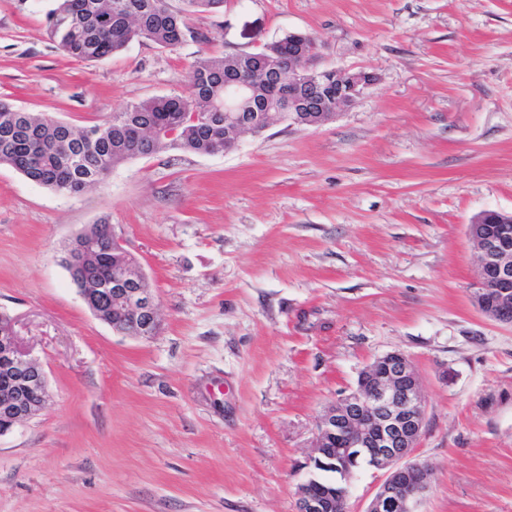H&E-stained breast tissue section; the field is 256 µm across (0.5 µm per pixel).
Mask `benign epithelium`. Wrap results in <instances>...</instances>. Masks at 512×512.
Listing matches in <instances>:
<instances>
[{"label":"benign epithelium","mask_w":512,"mask_h":512,"mask_svg":"<svg viewBox=\"0 0 512 512\" xmlns=\"http://www.w3.org/2000/svg\"><path fill=\"white\" fill-rule=\"evenodd\" d=\"M297 50L272 62L274 91L262 112H245L252 100L251 79L239 75L224 82V126L236 131L224 140V150L234 149L243 133L256 136L271 125L270 113H288L293 125L315 126L323 112L350 107L376 81L364 70L320 65L318 40L309 33L295 34ZM331 79L336 95L327 103L323 83ZM486 212L477 214L468 227L479 260L472 298L479 311L499 323L512 325L500 315L512 307V214L497 213L503 222L496 232L483 224ZM80 294L90 311L113 331L134 338H149L160 328L158 304L152 289L137 271L126 272L110 288H82ZM118 310L122 322L112 321ZM384 371L344 394L324 410L317 422L315 448L338 444L344 454H367L385 478L365 512H413L428 489L423 480L408 475L423 468L412 460L425 420V400L419 374L403 352L387 354ZM0 365L10 372L0 385V435L32 418L44 407L47 380L42 367L19 345L12 322L0 326ZM324 504L313 495L309 482L299 487L297 512H323Z\"/></svg>","instance_id":"benign-epithelium-1"}]
</instances>
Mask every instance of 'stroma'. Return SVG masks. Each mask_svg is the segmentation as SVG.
Segmentation results:
<instances>
[{"label":"stroma","instance_id":"1","mask_svg":"<svg viewBox=\"0 0 512 512\" xmlns=\"http://www.w3.org/2000/svg\"><path fill=\"white\" fill-rule=\"evenodd\" d=\"M53 0H0V99L90 126L190 96L200 52L314 34L376 83L319 126L227 153L163 150L63 196L0 165V313L42 364L44 409L0 435V512H296L316 424L393 350L421 377L417 512H512V325L473 304L467 234L512 212V0H224L206 42L81 63ZM108 218L162 325L118 334L66 246Z\"/></svg>","mask_w":512,"mask_h":512}]
</instances>
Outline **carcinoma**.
<instances>
[{"label": "carcinoma", "mask_w": 512, "mask_h": 512, "mask_svg": "<svg viewBox=\"0 0 512 512\" xmlns=\"http://www.w3.org/2000/svg\"><path fill=\"white\" fill-rule=\"evenodd\" d=\"M174 10L169 0H55L47 14V32L63 54L81 62L104 60L123 50L133 40H146L165 50H174L199 36L187 24V15L216 12L224 0H183ZM295 48L286 35L266 44L257 54L198 57L191 66L192 97L162 96L131 103L112 118L90 128L39 117L17 110L0 100V165H7L30 181L57 194L80 192V187L98 185L112 170L140 154H155L166 148L197 155L224 150V120L211 124L192 122L190 113H209L224 106V78L240 71L252 72L263 91H271L267 59L288 57ZM155 128L167 136L151 134ZM95 236L90 259L73 277L89 287L112 283V276L137 264L127 252L118 250L103 219L92 231ZM320 455L309 463V480L315 496L340 512V499L347 478L365 463Z\"/></svg>", "instance_id": "cac0c4a2"}]
</instances>
